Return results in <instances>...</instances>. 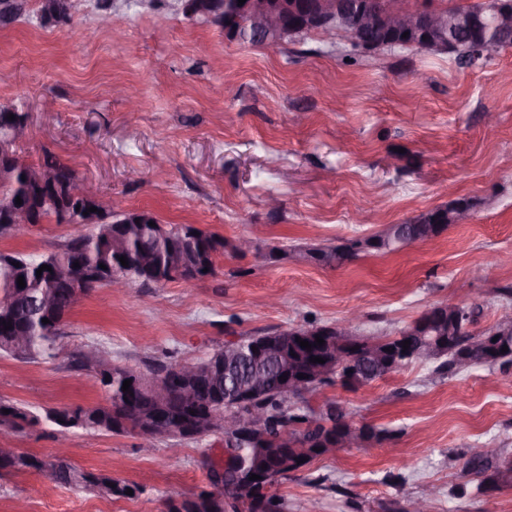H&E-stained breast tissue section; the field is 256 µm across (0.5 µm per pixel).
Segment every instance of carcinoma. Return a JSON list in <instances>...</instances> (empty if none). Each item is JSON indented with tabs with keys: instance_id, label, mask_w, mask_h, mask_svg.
<instances>
[{
	"instance_id": "obj_1",
	"label": "carcinoma",
	"mask_w": 512,
	"mask_h": 512,
	"mask_svg": "<svg viewBox=\"0 0 512 512\" xmlns=\"http://www.w3.org/2000/svg\"><path fill=\"white\" fill-rule=\"evenodd\" d=\"M71 0H40L42 17L56 21H67ZM443 9L451 12L481 11L485 7H498L499 11L512 13V0H438ZM507 50L502 46L490 55H475L474 37L464 35L456 50L458 60L464 63L475 61L488 62ZM10 146L0 149V198L16 202V197L25 194V181L22 175L29 166L20 162L17 151ZM34 168L53 175L57 184L63 186L77 179L75 172L47 155ZM97 208L95 215L101 223L85 232L70 237L62 248L48 256L36 258L20 253H0V320L6 318L12 324L15 335L0 333V355L14 360L30 363L39 359L55 356L58 341L62 338L63 319L70 311L71 289L54 284L48 277V271L36 274L41 265L54 266L61 260L77 259L82 278L107 285V279L118 275L128 277L143 286H163L175 280L191 281L196 275L208 269L213 274L216 269V257L228 250L240 253L236 242H229L213 234L196 229L190 224H163L147 211L129 212V218L139 219L137 224H117L112 216V208L98 201L79 206V211L71 215L73 224L81 223L84 212ZM61 201L56 192L49 188L42 192L38 210L33 223L41 224L48 219L61 223ZM155 226H150V223ZM421 228L422 241H428L429 228H434V237L448 229L445 212L435 207L421 215L417 225H408L409 229ZM363 238H351L329 249L337 253V269L358 259L373 250L391 253L398 249V239L389 244H374L360 249ZM124 256L128 266L121 265L119 257ZM106 269H101L100 265ZM24 277L26 305L18 304L15 294L18 277ZM45 295H52L58 306L56 320L44 324L32 303ZM475 321V310L464 306L457 310L437 304L424 312L412 324L386 336H327L324 344H316V337L309 339L311 349L307 350L296 342V337L287 331H275L260 336H242L240 342H271L275 345L273 353L264 361L255 363L249 359L239 361L234 368L235 378L243 381L254 374H263L267 381L257 393L259 406L266 414L264 425L248 439H224V448L230 454L229 462L223 469L211 467L209 478L217 488V498L232 499V512H257L250 495L238 490L239 473L244 467L267 465L270 482L284 478L304 467V464L289 465L280 459L278 449H288V455L303 457L307 462L322 457L314 448L315 441L322 435L333 434L340 429L351 430L358 434L359 442L376 441L381 443L389 439L385 430L372 426H352L347 421L345 410L331 403L320 413L301 406L304 397L285 400L278 390L277 380L282 363L293 361L296 367L303 368L310 357L324 352L331 355L337 351L344 354L346 364L342 370L333 373L331 381L345 386H360L381 379L400 368L413 363L432 364L434 372L458 373L473 367H493L497 364L512 363V335L500 336L492 345L475 352L472 362L462 365L458 356L470 350L483 333L475 332L471 325ZM409 340L408 349H403V341ZM508 351H502L503 347ZM136 369L126 365L112 363L107 378L100 380V387L106 394L107 404L94 407H60L45 412L47 419L59 424L62 417L70 418L71 425L82 430L124 435L141 432L148 428L156 403L146 391L135 388L123 394H117L113 384H122L123 379ZM220 408L225 413H236L238 408L224 401V385L209 388L202 392L190 393L179 383L173 384L163 405L168 423H179L203 417L209 409ZM9 413H3V410ZM40 418L32 412L14 404L0 401V427L21 429L23 425L36 424ZM465 468L481 478V485L487 490L512 488V462L500 459V453H478L470 449L466 454ZM33 470L49 476L55 482L69 487L85 488L101 498L127 496V486L101 476L93 478L92 473L73 467L66 457L56 455L51 459L37 456H19L13 460L0 458V471Z\"/></svg>"
}]
</instances>
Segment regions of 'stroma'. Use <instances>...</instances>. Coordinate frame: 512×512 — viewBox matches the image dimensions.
<instances>
[{"label": "stroma", "mask_w": 512, "mask_h": 512, "mask_svg": "<svg viewBox=\"0 0 512 512\" xmlns=\"http://www.w3.org/2000/svg\"><path fill=\"white\" fill-rule=\"evenodd\" d=\"M102 0L83 15L44 23L23 0L0 25V104L29 115L18 153L45 155L95 185L103 204L152 211L259 250L221 256L215 275L145 288L101 287L67 317L54 358L0 357V399L42 414L106 402L87 345L137 369L189 364L239 335L333 324L350 312L359 334L410 325L440 302L475 308L476 330L512 313V50L465 66L415 49L361 53L311 32L277 50L228 41L221 27L186 17L177 0ZM498 116L496 125L485 113ZM282 202L266 206L268 196ZM472 199L467 223L341 269L271 263L269 248L304 249L408 224L450 196ZM81 224L19 227L0 249L58 251ZM336 402L353 425L388 430L389 446L360 444L312 461L272 487L284 512H397L421 495L425 512H512V488L481 491L463 468L468 448L512 458V365L440 377L413 364L365 386H324L313 406ZM66 444L77 469L141 491L104 499L37 472L0 475V512H166L212 491L224 463L215 435L170 452L137 434L73 430L47 422L0 430V448L49 458Z\"/></svg>", "instance_id": "35a3bbf8"}]
</instances>
